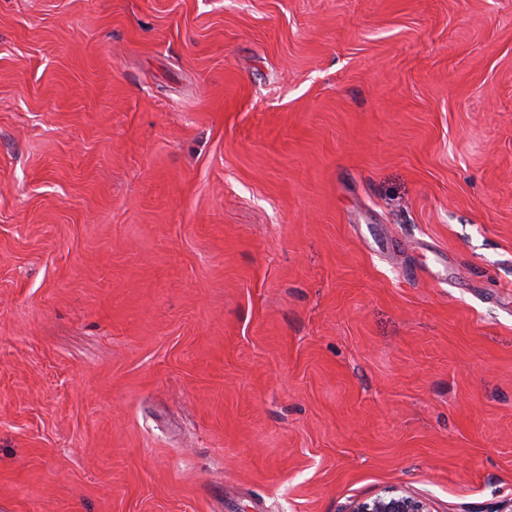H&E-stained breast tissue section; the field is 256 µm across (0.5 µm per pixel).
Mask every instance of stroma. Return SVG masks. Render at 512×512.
<instances>
[{"mask_svg": "<svg viewBox=\"0 0 512 512\" xmlns=\"http://www.w3.org/2000/svg\"><path fill=\"white\" fill-rule=\"evenodd\" d=\"M512 499V0H0V512Z\"/></svg>", "mask_w": 512, "mask_h": 512, "instance_id": "1", "label": "stroma"}]
</instances>
